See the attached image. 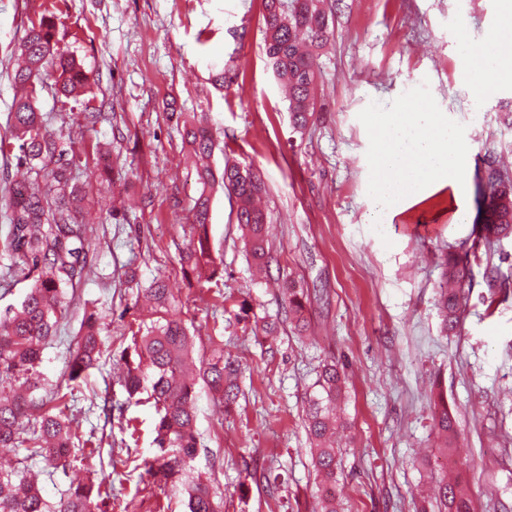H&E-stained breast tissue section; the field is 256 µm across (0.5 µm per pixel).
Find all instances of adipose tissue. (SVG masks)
Returning <instances> with one entry per match:
<instances>
[{
  "label": "adipose tissue",
  "instance_id": "adipose-tissue-1",
  "mask_svg": "<svg viewBox=\"0 0 512 512\" xmlns=\"http://www.w3.org/2000/svg\"><path fill=\"white\" fill-rule=\"evenodd\" d=\"M474 73L512 81V0H502L498 24L478 46L464 45ZM369 193L374 221L390 223L401 205L428 190L447 188L449 221H465L462 171L466 152L460 133L443 112L417 106L375 124Z\"/></svg>",
  "mask_w": 512,
  "mask_h": 512
}]
</instances>
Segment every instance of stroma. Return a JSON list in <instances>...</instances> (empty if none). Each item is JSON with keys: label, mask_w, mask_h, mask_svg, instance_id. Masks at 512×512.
<instances>
[{"label": "stroma", "mask_w": 512, "mask_h": 512, "mask_svg": "<svg viewBox=\"0 0 512 512\" xmlns=\"http://www.w3.org/2000/svg\"><path fill=\"white\" fill-rule=\"evenodd\" d=\"M500 0H337L334 37L319 52L317 112L293 129L288 102L264 53V0H0V136L8 135L16 48L33 21L55 18L61 47L83 63L111 118L84 125L81 107L51 90L40 112L72 126L88 165L83 220L97 228L90 266L73 291L60 338L39 371L47 394L99 450L71 457L66 472L41 482L56 500L73 482L112 484L104 512H186L183 496L153 476L157 420L146 395L128 397L111 360L79 391L65 380L68 346L85 311L104 316L113 354L129 324L153 318L140 289L164 278L196 356L214 348L240 364V395L217 408L195 386L199 445L190 466L211 480L223 512H313L319 481L305 431L307 402L324 364L343 367L339 512H436L432 488L447 475L431 402L447 398L459 431V475L476 512H512V292L489 287L487 265L512 280V237L472 266L473 282L456 332L441 330L438 257L469 251L473 224L448 221V191H431L392 223L372 221L368 194L371 123L423 104L447 113L465 142V208L487 159L512 177V83L481 94L461 48L496 26ZM234 83L217 89L211 65ZM175 102L170 117L167 102ZM204 121L225 160L247 163L265 184L274 260L257 279L244 252L236 205L210 192L206 226L224 259L217 278L189 283L180 262L197 233L186 209L198 196L196 171L179 120ZM131 200L127 219L108 213ZM308 296L307 334L294 335L276 280ZM277 322L274 335L263 326ZM123 404L105 418L89 394Z\"/></svg>", "instance_id": "1"}]
</instances>
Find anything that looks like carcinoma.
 Here are the masks:
<instances>
[{"label": "carcinoma", "mask_w": 512, "mask_h": 512, "mask_svg": "<svg viewBox=\"0 0 512 512\" xmlns=\"http://www.w3.org/2000/svg\"><path fill=\"white\" fill-rule=\"evenodd\" d=\"M265 54L284 87L293 127L303 128L316 112L317 65L312 49L327 44L333 36L330 15L323 0H265ZM23 64L12 75L21 94L12 103L10 136L0 137V153L16 152L17 164L27 176L12 179L7 187L3 216L8 224L6 249L13 259L10 268L15 281L29 287L19 309L0 311V389L13 395L0 398V453L24 450L18 466L0 468V512H98L100 504L112 497V485L103 481L69 485L57 501L44 498L38 483L28 476L30 460L45 464L48 476L66 470L75 443L81 441L79 426L52 397H38L44 389L38 367L44 350L57 337L60 321L67 315L68 289L82 280L90 263L93 227L79 219L85 195L78 185L81 155L68 148L71 128L53 130L38 111L35 93L44 78L53 79L54 94L75 98L89 88L90 78L82 64L58 47L53 18L29 27L18 50ZM183 143L193 153L199 196L190 209L199 233L182 262L197 279L207 281L221 272L208 240L210 218L208 190L216 182L209 159L216 141L203 123H186ZM224 190L235 199L236 223L252 262L261 270L270 266L268 216L256 204L265 186L252 165L224 163ZM478 217L481 236L489 244L512 236V181L491 168L486 182L478 183ZM478 255L446 253L441 261L443 283L439 308L442 329L454 331L465 300V286L471 282V261ZM288 319L297 331L305 328L303 293L294 281L281 285ZM144 294L153 300L159 319L130 330L131 344L120 360L125 366L124 386L129 397L146 390L158 411L155 443L161 463L154 472L157 482L178 487L186 496L188 512H222L212 486L187 470L198 448L195 427L194 381L201 380L212 392L218 406L237 402L239 365L231 357L213 350L207 359L192 355V339L184 321L172 312L165 281L154 280ZM104 317L96 311L85 314L76 350L67 363L68 382L76 384L104 355L101 331ZM319 392L310 398L305 423L313 448L311 455L323 492L321 512L336 510V456L333 436L344 422L336 417V402L342 392L341 373L334 364L324 367ZM440 437L439 452L448 467L458 461L454 448L456 420L448 402L439 398L433 412ZM436 500L440 512H475L473 501L459 489V483L438 481Z\"/></svg>", "instance_id": "obj_1"}]
</instances>
